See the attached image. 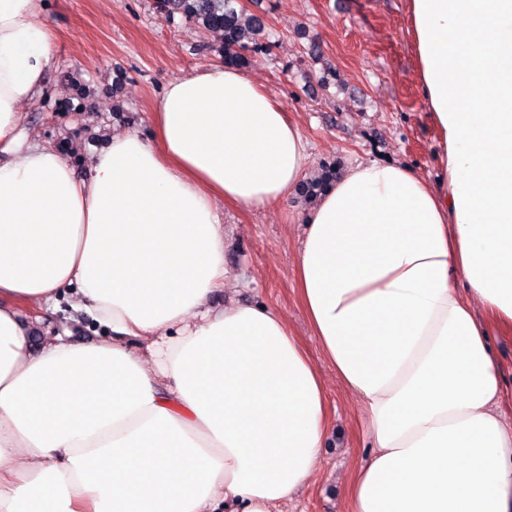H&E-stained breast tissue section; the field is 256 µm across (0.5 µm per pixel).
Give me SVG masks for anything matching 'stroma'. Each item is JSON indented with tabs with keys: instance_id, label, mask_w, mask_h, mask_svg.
Wrapping results in <instances>:
<instances>
[{
	"instance_id": "35a3bbf8",
	"label": "stroma",
	"mask_w": 512,
	"mask_h": 512,
	"mask_svg": "<svg viewBox=\"0 0 512 512\" xmlns=\"http://www.w3.org/2000/svg\"><path fill=\"white\" fill-rule=\"evenodd\" d=\"M261 16L271 48L250 54L246 73L278 99L310 143L309 176L359 162L409 166L430 184L439 171L436 131L424 103L410 35L407 0H235ZM55 33L45 93L59 104L25 105L31 142L61 151L80 175L112 130L150 137L154 99L168 81L220 64L218 31L161 7L159 0H47ZM309 202L294 190L274 207L224 209L227 286L213 307L241 302L280 310L320 369L329 428L319 472L283 512H345L352 467L371 451L361 405L327 364L300 305L297 252ZM42 336L70 332L79 341L105 329L68 299L41 308Z\"/></svg>"
}]
</instances>
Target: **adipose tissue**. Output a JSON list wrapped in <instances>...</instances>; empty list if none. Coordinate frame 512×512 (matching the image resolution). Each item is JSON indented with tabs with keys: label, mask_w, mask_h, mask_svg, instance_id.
I'll return each instance as SVG.
<instances>
[{
	"label": "adipose tissue",
	"mask_w": 512,
	"mask_h": 512,
	"mask_svg": "<svg viewBox=\"0 0 512 512\" xmlns=\"http://www.w3.org/2000/svg\"><path fill=\"white\" fill-rule=\"evenodd\" d=\"M408 8L440 185L343 170L302 217L299 300L367 415L346 512H512L491 340L512 330V0ZM53 59L45 0H0V512H279L320 465L323 378L275 308L208 301L219 204L285 201L308 144L214 65L172 79L151 139L112 133L83 178L22 127ZM68 288L111 338L34 344L19 303Z\"/></svg>",
	"instance_id": "ef3b65f1"
}]
</instances>
